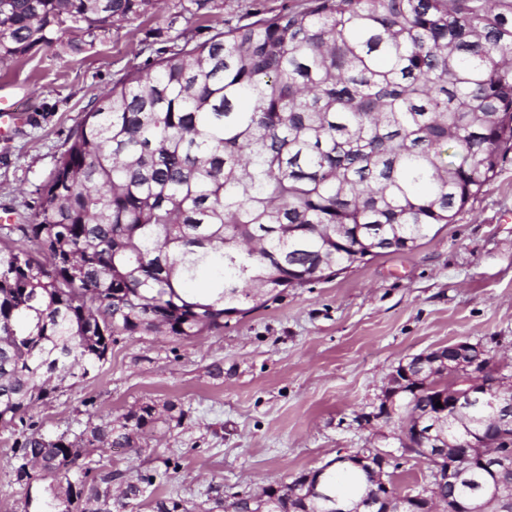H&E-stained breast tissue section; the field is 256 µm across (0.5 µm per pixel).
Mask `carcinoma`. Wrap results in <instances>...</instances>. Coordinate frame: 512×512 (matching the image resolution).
<instances>
[{"mask_svg": "<svg viewBox=\"0 0 512 512\" xmlns=\"http://www.w3.org/2000/svg\"><path fill=\"white\" fill-rule=\"evenodd\" d=\"M223 5L170 0L149 30L161 44L154 69L119 81L87 113L35 222L20 228L45 260L0 246L1 427L24 422L57 382L99 370L114 336H201L290 277L413 250L454 221L512 148V0H306L272 16L248 5L244 22L171 45L180 20ZM160 10L161 0H0V60ZM473 383L512 397V374ZM407 402L434 410L427 390ZM174 411L184 417L149 401L72 436L23 429L16 481L47 482L38 512L62 500L71 512H127L155 475L111 471L87 490L81 461L102 448L142 456L138 434ZM437 421L451 440L481 428L469 414ZM322 481L351 505L373 485L339 465ZM490 483L467 463L457 485L431 480L423 491L476 499ZM300 493L295 479L269 489L267 512H288ZM214 503L258 508L249 496ZM153 512L191 510L163 498Z\"/></svg>", "mask_w": 512, "mask_h": 512, "instance_id": "1", "label": "carcinoma"}]
</instances>
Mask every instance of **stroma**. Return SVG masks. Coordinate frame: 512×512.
Segmentation results:
<instances>
[{
    "instance_id": "35a3bbf8",
    "label": "stroma",
    "mask_w": 512,
    "mask_h": 512,
    "mask_svg": "<svg viewBox=\"0 0 512 512\" xmlns=\"http://www.w3.org/2000/svg\"><path fill=\"white\" fill-rule=\"evenodd\" d=\"M302 0H226L217 16L193 19L200 43L236 24L245 4L276 13ZM139 19L96 37L71 34L50 49L0 61V86L26 120L0 138V243L32 223L43 186L96 104L131 71L149 70L157 46ZM79 51H71V43ZM467 340L495 350L512 374V150L459 213L410 252L391 253L335 276L283 290L224 329L191 339L154 333L115 337L103 367L66 379L30 413L41 432L74 434L115 421L152 400L175 401L181 422L158 423L143 469L161 470L152 497L211 508L291 482L342 449H387L360 427L402 360ZM16 428H0V512H24L26 489L9 465Z\"/></svg>"
}]
</instances>
